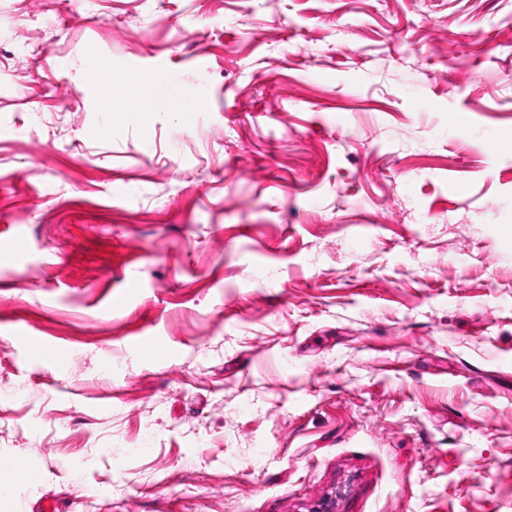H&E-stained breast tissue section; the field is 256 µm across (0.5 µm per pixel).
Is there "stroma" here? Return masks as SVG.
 Wrapping results in <instances>:
<instances>
[{
	"instance_id": "35a3bbf8",
	"label": "stroma",
	"mask_w": 512,
	"mask_h": 512,
	"mask_svg": "<svg viewBox=\"0 0 512 512\" xmlns=\"http://www.w3.org/2000/svg\"><path fill=\"white\" fill-rule=\"evenodd\" d=\"M12 242L0 512H512V0H0Z\"/></svg>"
}]
</instances>
